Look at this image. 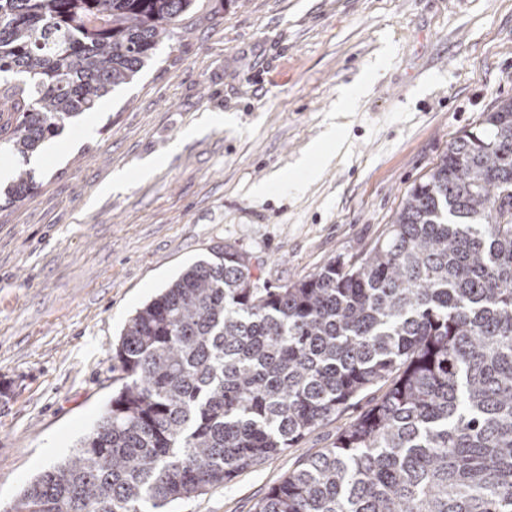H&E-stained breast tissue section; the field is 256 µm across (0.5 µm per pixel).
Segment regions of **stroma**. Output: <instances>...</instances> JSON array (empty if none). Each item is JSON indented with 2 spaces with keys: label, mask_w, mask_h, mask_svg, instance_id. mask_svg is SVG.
<instances>
[{
  "label": "stroma",
  "mask_w": 512,
  "mask_h": 512,
  "mask_svg": "<svg viewBox=\"0 0 512 512\" xmlns=\"http://www.w3.org/2000/svg\"><path fill=\"white\" fill-rule=\"evenodd\" d=\"M157 55L46 141L39 190L0 207L1 506L91 430L126 320L213 247L277 286L383 238L449 141L512 98V0H234ZM385 391L168 512H254Z\"/></svg>",
  "instance_id": "1"
}]
</instances>
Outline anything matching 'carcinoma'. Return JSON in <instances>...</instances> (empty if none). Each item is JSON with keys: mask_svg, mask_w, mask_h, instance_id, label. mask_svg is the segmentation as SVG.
<instances>
[{"mask_svg": "<svg viewBox=\"0 0 512 512\" xmlns=\"http://www.w3.org/2000/svg\"><path fill=\"white\" fill-rule=\"evenodd\" d=\"M228 0H0V144L25 158ZM39 188L19 169L17 202ZM220 248L126 322L123 384L3 512H165L388 384L254 512H512V98L361 259L271 287Z\"/></svg>", "mask_w": 512, "mask_h": 512, "instance_id": "1", "label": "carcinoma"}]
</instances>
